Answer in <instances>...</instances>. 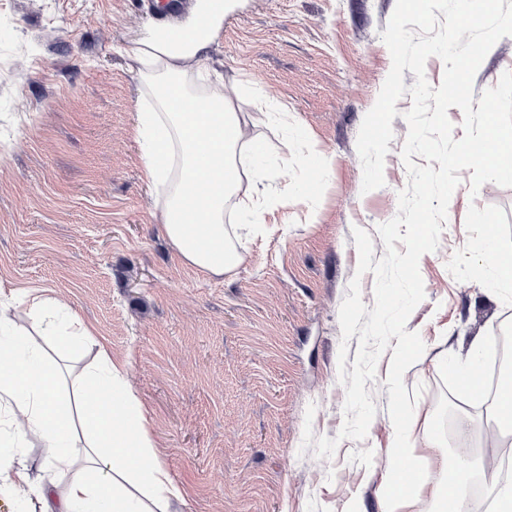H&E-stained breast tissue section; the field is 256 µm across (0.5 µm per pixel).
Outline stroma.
Here are the masks:
<instances>
[{"mask_svg": "<svg viewBox=\"0 0 512 512\" xmlns=\"http://www.w3.org/2000/svg\"><path fill=\"white\" fill-rule=\"evenodd\" d=\"M396 0H224L204 66L265 142L263 167L241 196L274 202L264 223L227 221L239 261L224 275L188 264L159 220L165 187L142 179L136 112L146 96L120 47L148 37L147 0H0V291L20 331L33 323L28 290L56 298L89 324L95 343L39 344L65 367L71 389L106 348L124 365L143 409L151 452L180 488L171 512H379L395 431L386 379L391 353L365 388L377 408L364 440L339 439L346 392L339 309L358 264L353 228L377 231L408 184L401 149L410 96L396 104L383 187L362 192L356 141L391 69L381 38ZM512 70V36L487 53L473 96ZM322 154L314 170L306 157ZM316 184H309L310 175ZM460 170L436 251L419 271L425 297L406 329L425 343L404 374L422 387L416 428L447 446L475 428V464L512 447L491 432L493 406L450 377L474 339L512 336V305L447 264L468 240L469 207H500L512 225V187ZM339 445L316 457V441Z\"/></svg>", "mask_w": 512, "mask_h": 512, "instance_id": "obj_1", "label": "stroma"}]
</instances>
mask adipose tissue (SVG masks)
Wrapping results in <instances>:
<instances>
[{"mask_svg": "<svg viewBox=\"0 0 512 512\" xmlns=\"http://www.w3.org/2000/svg\"><path fill=\"white\" fill-rule=\"evenodd\" d=\"M199 11L182 39H138L126 52L139 63L148 89V102L137 114L144 177L148 185L169 186L160 221L187 262L220 275L239 259L224 229L228 203L236 202L251 223L265 209L263 200L238 196L245 161L262 162L264 154L259 143L245 139L222 91L199 93L188 85L223 19L210 13L207 0ZM26 302L35 335L59 336L69 349L92 340L91 329L65 304L32 292ZM35 335L17 332L9 308L0 306V432L19 447L39 440L53 477L34 482L26 466L0 459V492L34 491L41 512H170L181 493L164 465L150 458L148 420L123 382L122 365L103 355L100 367L75 390L63 391L57 364L36 345ZM407 440L428 448L440 478L431 480L414 460L401 457L382 512H426L419 495L426 487L452 512H468L469 468L449 463L446 446L430 432ZM79 441L86 448L80 466L72 454Z\"/></svg>", "mask_w": 512, "mask_h": 512, "instance_id": "ef3b65f1", "label": "adipose tissue"}]
</instances>
